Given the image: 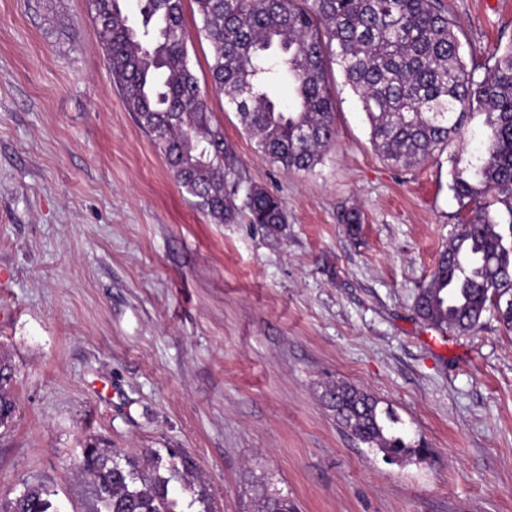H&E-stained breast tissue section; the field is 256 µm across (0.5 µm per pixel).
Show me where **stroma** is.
I'll return each mask as SVG.
<instances>
[{"mask_svg":"<svg viewBox=\"0 0 512 512\" xmlns=\"http://www.w3.org/2000/svg\"><path fill=\"white\" fill-rule=\"evenodd\" d=\"M440 3L465 60L512 42V0ZM184 17L211 121L243 164L227 224L128 110L88 0H0V354L17 399L0 512L32 484L58 512H92L78 463L93 442L174 464L179 512H253L263 478L299 512H512V331L488 314L441 335L415 310L462 217L447 155L380 156L333 62L335 142L313 172L272 165L212 87L196 0ZM251 184L280 197L281 233L249 222ZM336 380L422 455L355 440L323 399Z\"/></svg>","mask_w":512,"mask_h":512,"instance_id":"35a3bbf8","label":"stroma"}]
</instances>
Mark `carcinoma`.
Instances as JSON below:
<instances>
[{"label": "carcinoma", "mask_w": 512, "mask_h": 512, "mask_svg": "<svg viewBox=\"0 0 512 512\" xmlns=\"http://www.w3.org/2000/svg\"><path fill=\"white\" fill-rule=\"evenodd\" d=\"M90 0L112 80L150 134L174 179L214 223L234 221L241 182L238 157L212 123L187 61L183 0ZM199 35L213 47L212 81L244 131L273 164L311 172L335 138L327 65L337 59L358 96L375 149L392 163L425 161L452 146L451 190L471 216L458 225L430 280L419 288L420 318L437 330L467 333L490 310L512 329V247L490 215L487 197L512 213V43L495 49L483 74L467 67L455 22L437 0H197ZM291 86V102L278 98ZM482 118L480 148H464ZM251 222L271 233L285 224L281 200L261 185L247 195ZM15 369L0 356V423L12 420ZM323 398L360 443L395 461L421 449L393 432L398 418L367 391L346 382ZM158 461L121 465L120 453L90 444L80 469L98 512H174ZM38 485L24 488L9 512H50ZM263 482L255 512H294Z\"/></svg>", "instance_id": "cac0c4a2"}]
</instances>
